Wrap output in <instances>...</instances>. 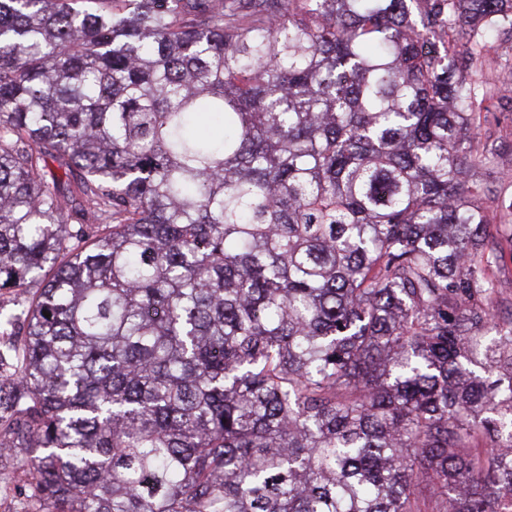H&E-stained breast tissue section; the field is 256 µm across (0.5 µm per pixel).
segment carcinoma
Returning <instances> with one entry per match:
<instances>
[{
	"instance_id": "1",
	"label": "carcinoma",
	"mask_w": 512,
	"mask_h": 512,
	"mask_svg": "<svg viewBox=\"0 0 512 512\" xmlns=\"http://www.w3.org/2000/svg\"><path fill=\"white\" fill-rule=\"evenodd\" d=\"M511 84L512 0H0L39 512H501Z\"/></svg>"
}]
</instances>
